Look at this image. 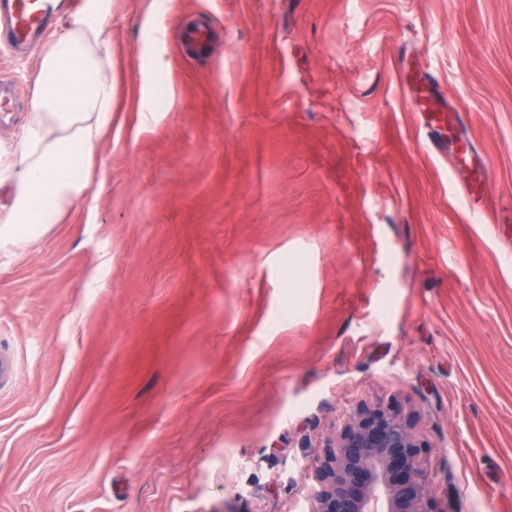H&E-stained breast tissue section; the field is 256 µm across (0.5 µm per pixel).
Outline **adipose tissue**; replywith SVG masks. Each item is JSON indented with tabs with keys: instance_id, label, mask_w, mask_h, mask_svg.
Returning <instances> with one entry per match:
<instances>
[{
	"instance_id": "ef3b65f1",
	"label": "adipose tissue",
	"mask_w": 512,
	"mask_h": 512,
	"mask_svg": "<svg viewBox=\"0 0 512 512\" xmlns=\"http://www.w3.org/2000/svg\"><path fill=\"white\" fill-rule=\"evenodd\" d=\"M110 0H85L72 28L44 48L17 141L0 145V254L62 223L88 189L95 149L112 125Z\"/></svg>"
}]
</instances>
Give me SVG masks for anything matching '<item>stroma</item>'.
Returning <instances> with one entry per match:
<instances>
[{
	"mask_svg": "<svg viewBox=\"0 0 512 512\" xmlns=\"http://www.w3.org/2000/svg\"><path fill=\"white\" fill-rule=\"evenodd\" d=\"M107 34L102 181L0 256V512H310L326 438L391 404L441 507L512 512V0H112ZM42 52L0 62V142ZM401 56L473 133L491 222ZM183 46L194 55L205 56L211 47V34L206 28L193 26L185 29Z\"/></svg>",
	"mask_w": 512,
	"mask_h": 512,
	"instance_id": "1",
	"label": "stroma"
}]
</instances>
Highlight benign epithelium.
<instances>
[{
    "instance_id": "7a95c632",
    "label": "benign epithelium",
    "mask_w": 512,
    "mask_h": 512,
    "mask_svg": "<svg viewBox=\"0 0 512 512\" xmlns=\"http://www.w3.org/2000/svg\"><path fill=\"white\" fill-rule=\"evenodd\" d=\"M425 445L391 406L360 408L319 454L312 512H445L423 467Z\"/></svg>"
}]
</instances>
